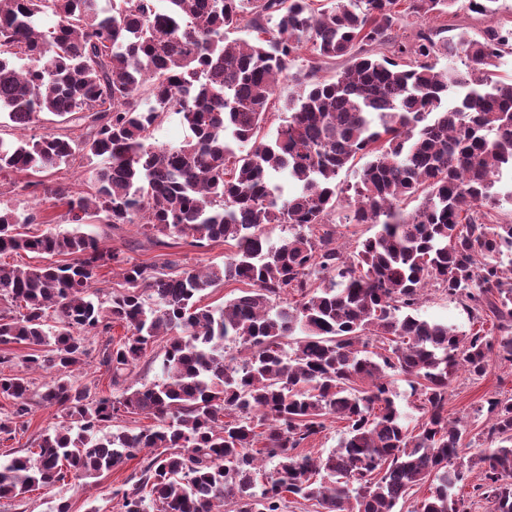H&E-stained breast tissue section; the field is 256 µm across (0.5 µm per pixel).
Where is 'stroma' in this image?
Segmentation results:
<instances>
[{"instance_id": "stroma-1", "label": "stroma", "mask_w": 512, "mask_h": 512, "mask_svg": "<svg viewBox=\"0 0 512 512\" xmlns=\"http://www.w3.org/2000/svg\"><path fill=\"white\" fill-rule=\"evenodd\" d=\"M41 184L36 189L22 190L11 184L0 186V200L18 212L37 211L56 218L58 231H68L64 208L53 205L45 194L56 175L47 171L40 176ZM80 230L85 235L99 240L102 244L120 252L125 260L132 263H153L166 267L168 261H177L179 269L196 270L224 262L227 246L214 243L204 247H194L185 243L171 248L151 245L142 229L134 224H84ZM107 339L88 338V354L78 365L75 376L80 383L90 387L96 396L113 395L114 389L104 367L99 364V353ZM512 395V364L491 360L490 367L482 377L471 376L467 371H459L448 387V417L462 420L466 425L465 449L467 455H477L483 450L480 437L486 421L479 411L484 400L493 395ZM30 426L26 432L17 434L14 439L0 442V456L17 455L30 447L34 438L53 431L63 420L60 409L32 403L28 415ZM142 458H134L96 479L85 482L70 481L65 485L40 487L14 498L0 499V512H53L60 500H69L71 512H120L119 500L113 497V490L120 488L126 479L142 465Z\"/></svg>"}]
</instances>
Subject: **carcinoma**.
Wrapping results in <instances>:
<instances>
[{
	"label": "carcinoma",
	"instance_id": "obj_1",
	"mask_svg": "<svg viewBox=\"0 0 512 512\" xmlns=\"http://www.w3.org/2000/svg\"><path fill=\"white\" fill-rule=\"evenodd\" d=\"M461 1L481 14L496 2L0 0V116L25 129L50 114L59 125L0 137V179L53 170L47 194L71 224L230 246L224 265L175 274L60 232L50 217L31 233L37 216L0 207V255L72 257L0 262V344L28 345L29 371L54 370L37 396L64 417L37 450L0 459V498L98 478L160 448L114 492L121 512H283L289 496L322 512H397L424 484L412 512H467L477 466L472 496L512 512V397L485 400L477 457L463 454L466 429L447 409L459 367L481 377L492 353L512 363V220L496 217L512 203V190L496 189L512 170V82L485 77L512 54V30L393 36L403 17L454 16ZM232 31L248 38L229 42ZM307 45L317 60L351 65L333 80L316 65L298 73L288 120L265 134L275 85ZM441 55L460 65L437 68ZM171 114L189 135L150 143ZM357 158L359 181L342 200L336 176ZM418 195L414 210L402 207ZM342 204L346 223L375 228L349 253L332 219ZM267 224L288 235L271 243ZM114 264L124 287L103 298L94 284ZM229 282L246 288L201 304ZM429 286L494 331L422 317ZM289 293L298 299L282 302ZM117 324L129 335L99 359L112 384L159 339L163 378L98 398L74 368L87 338ZM397 375L416 397L413 424L395 402ZM0 395L14 401L0 417L9 440L29 427L30 382L0 371ZM122 413L157 423L109 430ZM329 417L345 422L336 448L298 452ZM260 441L274 464L263 481ZM72 258L70 256H53L52 258L49 257V259H43L39 257V255L35 253H26V252H20L18 254L16 253H7L1 256V262H6L13 264L15 266H32L37 265L41 263H45L48 261L53 262H59V263H66L71 262Z\"/></svg>",
	"mask_w": 512,
	"mask_h": 512
}]
</instances>
